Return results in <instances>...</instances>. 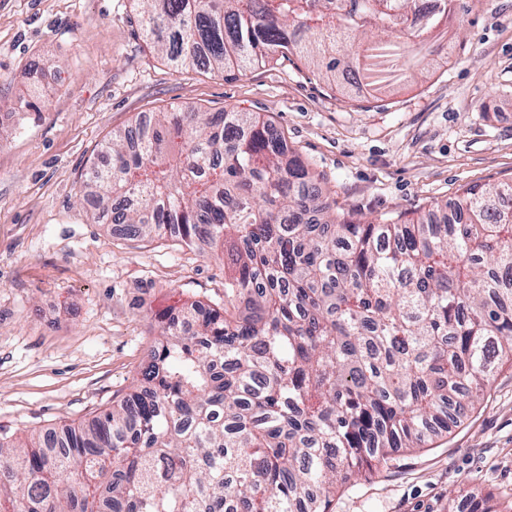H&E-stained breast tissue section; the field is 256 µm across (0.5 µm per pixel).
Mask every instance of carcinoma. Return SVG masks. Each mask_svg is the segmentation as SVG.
I'll list each match as a JSON object with an SVG mask.
<instances>
[{
  "mask_svg": "<svg viewBox=\"0 0 512 512\" xmlns=\"http://www.w3.org/2000/svg\"><path fill=\"white\" fill-rule=\"evenodd\" d=\"M177 70L304 57L342 95L417 0H134ZM19 109L40 112L38 84ZM87 184L124 236L224 250V299L152 316L141 378L60 431L0 432V512H328L336 489L479 401L512 364V184L361 221L258 112H153Z\"/></svg>",
  "mask_w": 512,
  "mask_h": 512,
  "instance_id": "obj_1",
  "label": "carcinoma"
}]
</instances>
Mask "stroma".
I'll list each match as a JSON object with an SVG mask.
<instances>
[{"instance_id":"stroma-1","label":"stroma","mask_w":512,"mask_h":512,"mask_svg":"<svg viewBox=\"0 0 512 512\" xmlns=\"http://www.w3.org/2000/svg\"><path fill=\"white\" fill-rule=\"evenodd\" d=\"M415 85L343 99L298 57L236 77L174 71L133 0H0V428L56 430L135 384L152 313L224 297V256L129 239L83 199L85 175L139 115L190 106L262 112L326 185L370 220L512 181V0H455ZM56 76L40 115L15 107ZM512 501V365L467 417L339 488L328 512H448Z\"/></svg>"}]
</instances>
